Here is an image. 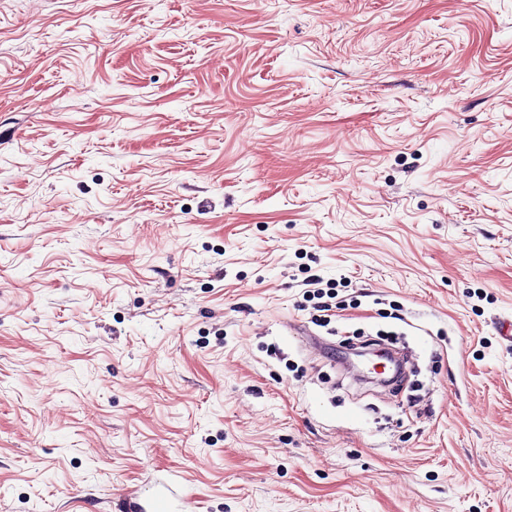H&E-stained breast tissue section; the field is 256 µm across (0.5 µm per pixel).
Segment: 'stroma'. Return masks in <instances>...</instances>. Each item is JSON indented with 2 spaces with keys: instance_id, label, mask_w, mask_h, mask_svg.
Wrapping results in <instances>:
<instances>
[{
  "instance_id": "35a3bbf8",
  "label": "stroma",
  "mask_w": 512,
  "mask_h": 512,
  "mask_svg": "<svg viewBox=\"0 0 512 512\" xmlns=\"http://www.w3.org/2000/svg\"><path fill=\"white\" fill-rule=\"evenodd\" d=\"M506 319L512 0H0V512H512Z\"/></svg>"
}]
</instances>
